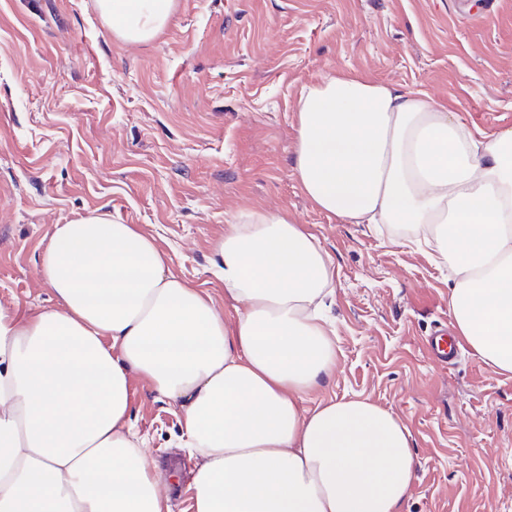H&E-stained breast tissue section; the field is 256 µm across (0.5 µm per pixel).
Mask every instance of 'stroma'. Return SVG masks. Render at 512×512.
Instances as JSON below:
<instances>
[{
  "instance_id": "obj_1",
  "label": "stroma",
  "mask_w": 512,
  "mask_h": 512,
  "mask_svg": "<svg viewBox=\"0 0 512 512\" xmlns=\"http://www.w3.org/2000/svg\"><path fill=\"white\" fill-rule=\"evenodd\" d=\"M346 71L512 128V0H177L147 43L118 41L94 0H0V307H58L41 253L55 225L97 210L154 236L220 303L225 224L286 213L335 270L336 369L300 409L360 394L400 417L417 459L404 512H512V376L467 345L449 370L424 350L452 320L448 268L406 225L319 210L293 173L301 87ZM130 390L163 497L192 512L180 408L138 377Z\"/></svg>"
}]
</instances>
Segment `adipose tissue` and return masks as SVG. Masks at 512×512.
<instances>
[{
    "mask_svg": "<svg viewBox=\"0 0 512 512\" xmlns=\"http://www.w3.org/2000/svg\"><path fill=\"white\" fill-rule=\"evenodd\" d=\"M122 41L175 0H95ZM293 171L348 224H409L448 266L454 325L512 375V129L475 131L424 92L341 72L299 92ZM234 326L152 237L97 212L55 225L62 309L0 308V512H170L131 423L129 379L179 404L194 512H402L412 433L367 398L297 402L336 368L334 270L288 215L240 212L213 253Z\"/></svg>",
    "mask_w": 512,
    "mask_h": 512,
    "instance_id": "obj_1",
    "label": "adipose tissue"
}]
</instances>
